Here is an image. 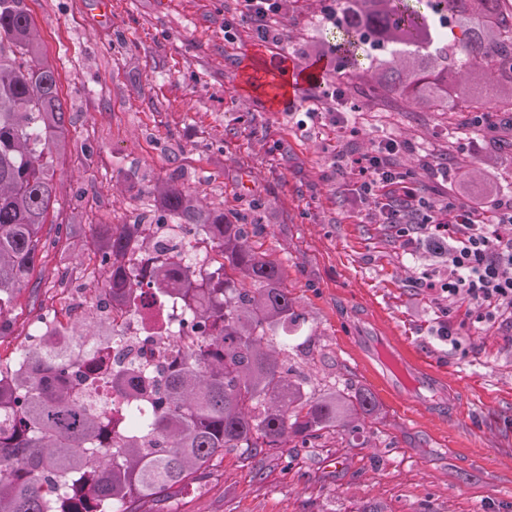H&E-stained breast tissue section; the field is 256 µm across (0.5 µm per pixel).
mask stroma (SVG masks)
Masks as SVG:
<instances>
[{
	"instance_id": "stroma-1",
	"label": "stroma",
	"mask_w": 512,
	"mask_h": 512,
	"mask_svg": "<svg viewBox=\"0 0 512 512\" xmlns=\"http://www.w3.org/2000/svg\"><path fill=\"white\" fill-rule=\"evenodd\" d=\"M26 0L44 56L59 75L66 112L53 153L56 198L43 226L48 245L17 293L0 362L13 361L37 320L54 307L57 274L87 288L96 270L90 229L165 220L151 190L191 189L210 210L238 217L249 243L280 263L310 340L291 350L294 373L315 393L347 383L371 392L379 411L361 447L330 432L311 448L245 460L215 457L168 512H512V325L475 329L469 303L447 307L419 287L440 256L406 253L374 198L336 170L337 152L363 153L390 136L400 171L435 203L512 195V114L439 112L399 94L365 95L368 75L345 79L361 114L340 136L335 115L271 111V90L251 91L255 62L281 69L321 58L338 33L322 17L329 0H293L281 46L234 19L235 0ZM449 165L448 179L430 171ZM60 224L70 236L56 239ZM367 336H390L462 400L439 420L387 395L359 356Z\"/></svg>"
}]
</instances>
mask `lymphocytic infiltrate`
<instances>
[{
  "mask_svg": "<svg viewBox=\"0 0 512 512\" xmlns=\"http://www.w3.org/2000/svg\"><path fill=\"white\" fill-rule=\"evenodd\" d=\"M236 2L238 14L262 42L279 44L288 0ZM398 150V141L388 138L356 157L337 153L336 166L354 175L363 194L375 196L386 223L395 225L405 245L445 243L442 267L420 277L421 287L440 289L452 304H473L475 324L512 318V235L499 231L500 225L512 224V195L433 204L423 186L399 170Z\"/></svg>",
  "mask_w": 512,
  "mask_h": 512,
  "instance_id": "lymphocytic-infiltrate-1",
  "label": "lymphocytic infiltrate"
}]
</instances>
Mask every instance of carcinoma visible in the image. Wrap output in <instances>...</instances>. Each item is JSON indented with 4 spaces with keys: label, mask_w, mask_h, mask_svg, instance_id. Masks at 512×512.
<instances>
[{
    "label": "carcinoma",
    "mask_w": 512,
    "mask_h": 512,
    "mask_svg": "<svg viewBox=\"0 0 512 512\" xmlns=\"http://www.w3.org/2000/svg\"><path fill=\"white\" fill-rule=\"evenodd\" d=\"M344 0L348 26L326 48L336 70L360 69L369 37L384 58L371 97L397 90L440 111L483 103L512 112V8L508 0ZM55 67L42 56L25 0H0V329L44 248L55 194L47 161L65 133ZM160 208L209 240L223 261L198 270L161 262L145 284L127 279L124 257L140 223L97 224L92 240L107 269L104 302L137 314L178 297L198 348L164 365L104 356L88 368L92 341L111 340L104 321L47 331L13 364L0 363V512H133L158 505L200 479L217 455L255 458L325 431L355 433L377 413L371 393L316 395L288 367L292 336L305 322L274 260L247 244L243 224L206 210L194 193L160 189ZM126 399L135 428L112 423L93 395L98 382Z\"/></svg>",
    "instance_id": "obj_1"
}]
</instances>
